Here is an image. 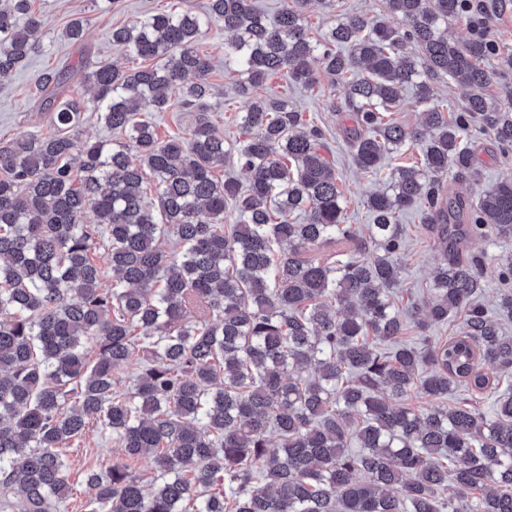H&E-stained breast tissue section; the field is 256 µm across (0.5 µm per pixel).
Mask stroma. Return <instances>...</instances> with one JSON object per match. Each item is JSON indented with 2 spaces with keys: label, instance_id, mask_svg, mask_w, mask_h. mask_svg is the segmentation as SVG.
I'll use <instances>...</instances> for the list:
<instances>
[{
  "label": "stroma",
  "instance_id": "stroma-1",
  "mask_svg": "<svg viewBox=\"0 0 512 512\" xmlns=\"http://www.w3.org/2000/svg\"><path fill=\"white\" fill-rule=\"evenodd\" d=\"M43 21L42 48L31 54L24 66L11 78L0 82V142L19 137L46 136L51 127L47 113L41 112L36 96V79L47 69H60L76 65L82 55L94 60L117 62L122 68L133 67L131 58L119 55L112 47L111 32L114 26L127 23L148 13L166 10L197 12L203 10L207 0H32ZM76 18L84 21V37L81 41L68 40L64 31ZM224 31L215 27L203 38L201 47L211 58V80L216 95L210 109L200 112L175 106L170 112H157L153 120L160 138L180 134L187 135L201 119H208L227 139L238 138L240 130L236 115L244 106L235 85L238 74L224 70ZM253 96L281 95L293 107L312 118L325 132L322 152L336 171L340 187L347 198L346 221L356 226L359 234H366L371 216L365 207L368 194L376 183L355 166L348 146L337 133V116L333 105L342 103L343 87L337 86L326 76H319L316 84L304 87L283 77H272L252 91ZM484 149L479 155L473 175L453 182L452 188L467 198H476L483 187L507 173H512V152L497 149L494 137L482 133L478 137ZM405 227L406 249L401 256L405 267L402 285L394 291L399 307H407L422 299L432 282L441 256L435 250L426 225L421 224L416 211H408L400 218ZM468 251L487 256L484 270L485 288L482 301L486 307H494L503 285L498 278V268L504 256L512 255V241L492 243L470 239ZM120 450L112 437L91 430L81 447L68 456L71 492L68 498L54 506L53 512H83L87 500L84 475L91 469H103L119 456Z\"/></svg>",
  "mask_w": 512,
  "mask_h": 512
}]
</instances>
